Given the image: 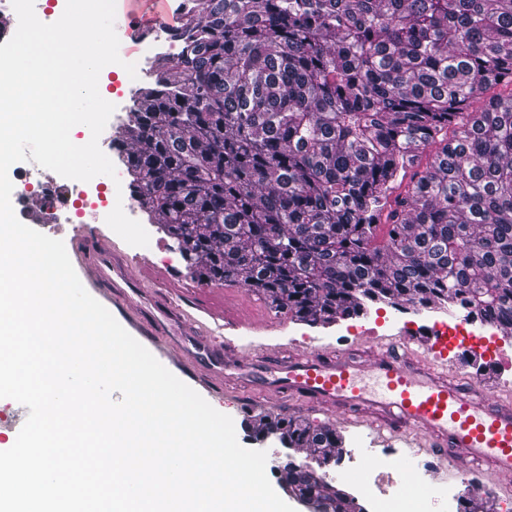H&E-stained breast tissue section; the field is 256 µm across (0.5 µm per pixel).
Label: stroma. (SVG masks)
I'll use <instances>...</instances> for the list:
<instances>
[{
  "mask_svg": "<svg viewBox=\"0 0 512 512\" xmlns=\"http://www.w3.org/2000/svg\"><path fill=\"white\" fill-rule=\"evenodd\" d=\"M123 61L135 64L137 75H122L115 86L100 84L102 97L113 103L115 111L99 138V147L110 158L117 160L114 138L128 120L132 96L140 83L149 78L157 51L150 43L125 41L122 44ZM38 232L62 240L73 267L82 264L109 265L118 262L127 266V278L100 282L88 286L87 291L104 303L114 317H122L125 309L135 308L143 329L163 328L161 354L182 355L184 363L175 367L174 375L198 392L216 410L232 417L239 443L247 448L267 453V464L272 471L268 478L273 488H280L279 471L288 463H295L320 475L331 474L333 463L322 462L317 454L305 449L284 447L277 436L261 437L260 431L267 416H281L295 423L325 425L335 428L342 438V455L353 461V480L346 489L354 495L367 512H391L392 508L411 496L409 483L403 482L405 469H413L418 480H425L432 462L430 455L396 443L385 448L377 435L366 426L337 423L326 411L306 403L274 402L268 410L254 408L251 395L233 382L213 376L216 348L224 341H232L238 351L244 352L261 345H273L304 352L316 347H340L342 339L366 329L378 336H400L405 325L425 324L429 312L383 310L338 321L330 326H310L293 320L283 312H276L243 283H218L190 277L173 242L158 233L156 226L146 230L150 242L145 247L128 245L114 233L105 221L86 220L85 223L38 225ZM221 304L225 313L238 317L243 325L238 330L217 328L214 322L205 327H188L186 320L194 306ZM390 453L393 466L381 472L359 466L362 455ZM491 499V512H504L512 501V486L495 483L486 470L468 469L447 483L437 500L426 503L420 512H479L484 499Z\"/></svg>",
  "mask_w": 512,
  "mask_h": 512,
  "instance_id": "35a3bbf8",
  "label": "stroma"
}]
</instances>
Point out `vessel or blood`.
I'll list each match as a JSON object with an SVG mask.
<instances>
[{
	"label": "vessel or blood",
	"mask_w": 512,
	"mask_h": 512,
	"mask_svg": "<svg viewBox=\"0 0 512 512\" xmlns=\"http://www.w3.org/2000/svg\"><path fill=\"white\" fill-rule=\"evenodd\" d=\"M168 0H125L117 31L142 42L167 16ZM475 353L470 338L440 330L414 338L358 337L332 356L315 348L293 355L253 351L224 354V375L247 386L258 404L285 397L356 422L391 425V437L424 443L438 462L432 483L454 479L462 469L487 465L494 478L512 482V394L490 395L481 380L448 376L449 347Z\"/></svg>",
	"instance_id": "obj_1"
}]
</instances>
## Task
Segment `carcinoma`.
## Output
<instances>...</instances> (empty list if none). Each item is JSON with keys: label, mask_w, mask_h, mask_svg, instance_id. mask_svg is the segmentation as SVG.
I'll use <instances>...</instances> for the list:
<instances>
[{"label": "carcinoma", "mask_w": 512, "mask_h": 512, "mask_svg": "<svg viewBox=\"0 0 512 512\" xmlns=\"http://www.w3.org/2000/svg\"><path fill=\"white\" fill-rule=\"evenodd\" d=\"M169 40L114 142L192 277L312 326L460 308L512 332V95L471 111L512 85V0H187ZM264 431L325 463L341 447L279 416ZM281 480L365 512L304 467Z\"/></svg>", "instance_id": "cac0c4a2"}]
</instances>
